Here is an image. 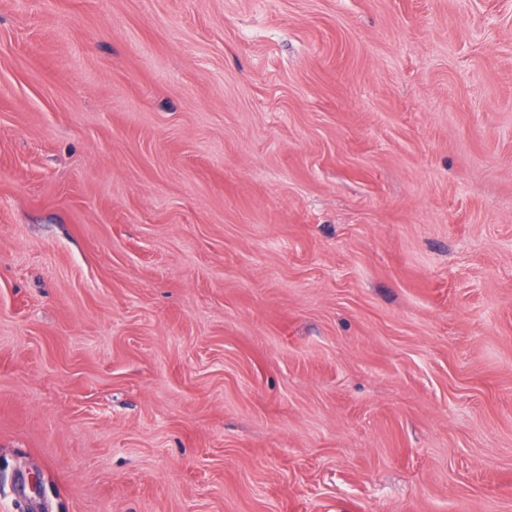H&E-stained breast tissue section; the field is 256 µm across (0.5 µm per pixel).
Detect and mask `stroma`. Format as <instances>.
Returning <instances> with one entry per match:
<instances>
[{"label":"stroma","mask_w":512,"mask_h":512,"mask_svg":"<svg viewBox=\"0 0 512 512\" xmlns=\"http://www.w3.org/2000/svg\"><path fill=\"white\" fill-rule=\"evenodd\" d=\"M0 512H512V0H0Z\"/></svg>","instance_id":"35a3bbf8"}]
</instances>
